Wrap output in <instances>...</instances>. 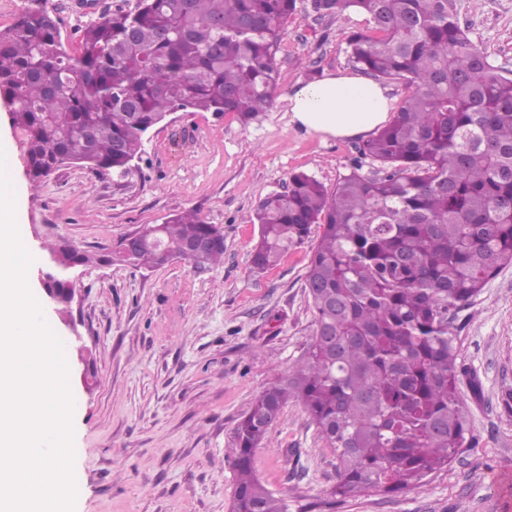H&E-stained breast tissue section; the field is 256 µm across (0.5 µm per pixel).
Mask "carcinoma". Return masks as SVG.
Wrapping results in <instances>:
<instances>
[{
	"label": "carcinoma",
	"mask_w": 512,
	"mask_h": 512,
	"mask_svg": "<svg viewBox=\"0 0 512 512\" xmlns=\"http://www.w3.org/2000/svg\"><path fill=\"white\" fill-rule=\"evenodd\" d=\"M320 16L367 13L348 38L363 72L411 89L329 192L304 171L261 199L252 264L274 266L317 227L305 277L310 343L235 429L232 512H288L253 469L290 402L336 454L334 495L416 488L470 446L449 312L512 265V70L494 64L457 18V0H311ZM296 0H138L77 31L30 7L0 29V100L26 176L66 164L129 173L143 137L172 112H265L274 56ZM217 239L203 254L192 241ZM196 268L224 259L221 229L186 212L132 251L44 248L45 288L66 312L69 271L100 263L160 268L163 251Z\"/></svg>",
	"instance_id": "1"
}]
</instances>
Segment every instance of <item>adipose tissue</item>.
<instances>
[{"label": "adipose tissue", "instance_id": "adipose-tissue-1", "mask_svg": "<svg viewBox=\"0 0 512 512\" xmlns=\"http://www.w3.org/2000/svg\"><path fill=\"white\" fill-rule=\"evenodd\" d=\"M386 90L363 76L326 72L288 96L290 124L326 138L364 136L389 118Z\"/></svg>", "mask_w": 512, "mask_h": 512}]
</instances>
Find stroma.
I'll list each match as a JSON object with an SVG mask.
<instances>
[{"label":"stroma","instance_id":"35a3bbf8","mask_svg":"<svg viewBox=\"0 0 512 512\" xmlns=\"http://www.w3.org/2000/svg\"><path fill=\"white\" fill-rule=\"evenodd\" d=\"M34 1L57 18L70 48L88 20L137 4L0 0V29ZM458 18L512 69V0H458ZM367 28L365 14L322 17L310 0H298L275 53L272 106L246 126L231 113H172L145 136L127 175L101 178L67 165L34 190L21 155L13 156L17 222L33 249L65 241L107 252L189 209L224 232L218 265L80 267L69 313L44 308L58 335L77 330L83 347L67 358L77 401L74 473L83 487L73 512H231L236 424L300 357L312 322L310 244L255 271L251 218L260 199L287 190L293 172L330 190L358 158L362 138L325 139L289 124L288 96L309 73L354 71L348 37ZM450 317L472 447L415 490L341 499L332 494L335 454L302 407L288 404L253 457L257 476L288 512H512V488L501 483L512 477V266Z\"/></svg>","mask_w":512,"mask_h":512}]
</instances>
